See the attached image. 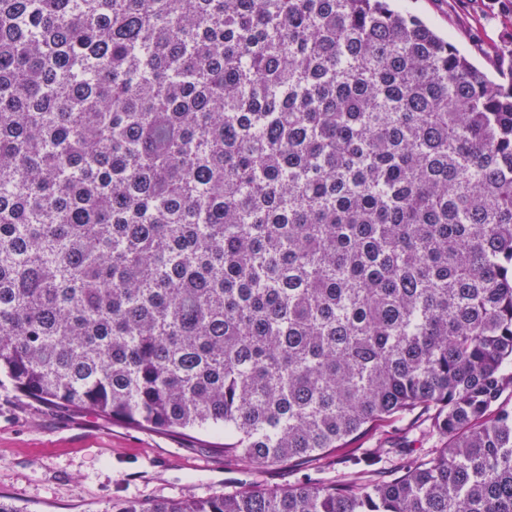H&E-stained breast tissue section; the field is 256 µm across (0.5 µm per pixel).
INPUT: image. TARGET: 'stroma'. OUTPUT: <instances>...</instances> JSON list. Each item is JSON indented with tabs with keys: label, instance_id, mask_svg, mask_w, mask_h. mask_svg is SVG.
I'll list each match as a JSON object with an SVG mask.
<instances>
[{
	"label": "stroma",
	"instance_id": "stroma-1",
	"mask_svg": "<svg viewBox=\"0 0 512 512\" xmlns=\"http://www.w3.org/2000/svg\"><path fill=\"white\" fill-rule=\"evenodd\" d=\"M399 9L426 20L491 77L512 73V12L493 0H397ZM410 441L411 452L387 460L406 468L436 448L425 424L378 423L365 449ZM220 432L188 436L138 428L88 410L49 408L11 384L0 385V499L21 512H110L126 499L203 498L259 486L283 488L336 478L335 458L255 469L219 452Z\"/></svg>",
	"mask_w": 512,
	"mask_h": 512
}]
</instances>
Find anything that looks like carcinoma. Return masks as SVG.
I'll return each instance as SVG.
<instances>
[{
	"label": "carcinoma",
	"instance_id": "1",
	"mask_svg": "<svg viewBox=\"0 0 512 512\" xmlns=\"http://www.w3.org/2000/svg\"><path fill=\"white\" fill-rule=\"evenodd\" d=\"M0 375L355 466L111 512H512V84L390 0H0ZM427 425L418 423L413 427H409L407 419H399L396 421H384L378 423L372 433L361 442V447L369 450L371 448H390L404 442L411 441L412 451L404 455L395 456L387 462H382L375 468H382L376 472V476L388 475L383 473L390 470H402L406 468L413 459L430 453L433 448L440 446L435 437L426 434ZM426 434V435H425ZM385 468V469H384Z\"/></svg>",
	"mask_w": 512,
	"mask_h": 512
}]
</instances>
